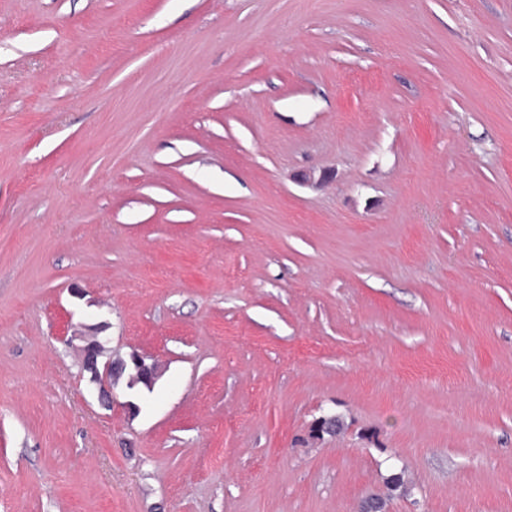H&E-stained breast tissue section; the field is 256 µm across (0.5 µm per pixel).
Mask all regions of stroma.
I'll return each instance as SVG.
<instances>
[{"instance_id":"1","label":"stroma","mask_w":512,"mask_h":512,"mask_svg":"<svg viewBox=\"0 0 512 512\" xmlns=\"http://www.w3.org/2000/svg\"><path fill=\"white\" fill-rule=\"evenodd\" d=\"M102 321L159 365L108 408ZM400 471L389 512H512V0H0V512ZM93 329V334H82L74 336L79 337L85 342L84 346H81V352L84 359V369L89 374V382L94 386L97 392V398L101 405L111 407L113 400V389L115 384L112 379L113 367L110 361H105L108 358L105 357V346L102 344L100 351L104 353L103 360L99 361L95 352L94 347L99 343V333L102 332L104 325L97 324L89 326ZM88 336V337H87Z\"/></svg>"}]
</instances>
